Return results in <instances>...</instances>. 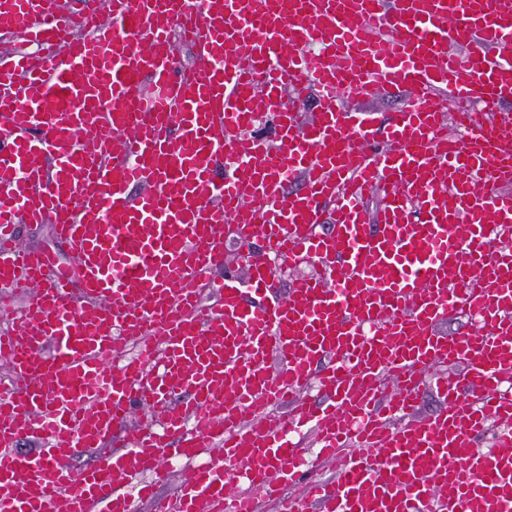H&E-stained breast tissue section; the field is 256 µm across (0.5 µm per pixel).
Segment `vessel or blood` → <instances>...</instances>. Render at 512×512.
<instances>
[{"mask_svg": "<svg viewBox=\"0 0 512 512\" xmlns=\"http://www.w3.org/2000/svg\"><path fill=\"white\" fill-rule=\"evenodd\" d=\"M6 35L0 512H135L173 459L195 467L153 512H512V135L486 120L512 100V0H0ZM391 87L382 124L363 103ZM274 257L319 273L280 294ZM20 243L27 247L39 248L51 259L53 270L65 274L74 266L73 255L67 245L58 241L48 224L23 226L19 235Z\"/></svg>", "mask_w": 512, "mask_h": 512, "instance_id": "obj_1", "label": "vessel or blood"}]
</instances>
